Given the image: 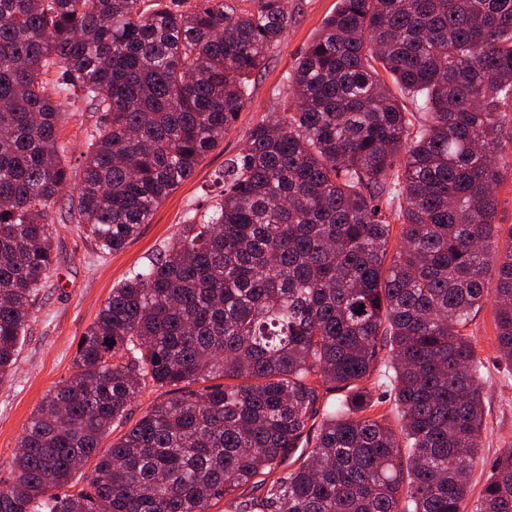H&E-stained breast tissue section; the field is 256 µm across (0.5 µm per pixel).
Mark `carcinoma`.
<instances>
[{
    "mask_svg": "<svg viewBox=\"0 0 512 512\" xmlns=\"http://www.w3.org/2000/svg\"><path fill=\"white\" fill-rule=\"evenodd\" d=\"M290 20L286 0H0V379L55 261L61 103L99 113L66 220L118 252L224 143ZM284 86L213 204L112 288L0 512H464L484 418L464 330L493 269L512 364V250L492 249L512 0H338ZM386 348L397 431L364 415ZM316 381L349 395L313 432ZM149 385L172 396L127 425ZM471 512H512V448Z\"/></svg>",
    "mask_w": 512,
    "mask_h": 512,
    "instance_id": "carcinoma-1",
    "label": "carcinoma"
}]
</instances>
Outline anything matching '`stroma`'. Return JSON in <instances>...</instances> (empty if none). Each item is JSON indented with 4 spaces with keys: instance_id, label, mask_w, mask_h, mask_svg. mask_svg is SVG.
Here are the masks:
<instances>
[{
    "instance_id": "35a3bbf8",
    "label": "stroma",
    "mask_w": 512,
    "mask_h": 512,
    "mask_svg": "<svg viewBox=\"0 0 512 512\" xmlns=\"http://www.w3.org/2000/svg\"><path fill=\"white\" fill-rule=\"evenodd\" d=\"M338 0H288L293 18L288 32L250 87V99L236 125L221 146L208 153L194 174L155 210L150 223L141 225L137 236L113 254H102L82 226L63 223L62 218L77 185H69L52 213L61 225L55 238L56 265L42 301L27 329L10 377L0 382V479H10V463L24 429L47 393L61 386L72 374L77 344L104 306L113 287L147 257L158 252L178 234L187 213L209 207L219 189L214 173L226 159L242 151L250 127L278 112V91L307 44L317 35ZM498 200L496 252L512 250V171L503 170L496 190ZM475 347L484 381V425L480 459L469 479V498L477 500L488 476L489 463L512 448V367L498 358L495 302L486 300L465 330Z\"/></svg>"
}]
</instances>
